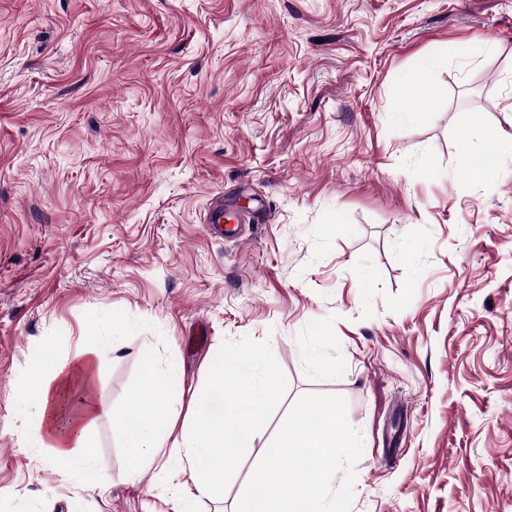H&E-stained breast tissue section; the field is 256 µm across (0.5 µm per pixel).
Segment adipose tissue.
Here are the masks:
<instances>
[{
  "label": "adipose tissue",
  "instance_id": "obj_1",
  "mask_svg": "<svg viewBox=\"0 0 512 512\" xmlns=\"http://www.w3.org/2000/svg\"><path fill=\"white\" fill-rule=\"evenodd\" d=\"M433 67V61H423L404 77V105L396 112V120L417 117L414 101L435 94ZM459 131L465 156L500 155L512 149V135L490 126L472 128L467 117H460ZM108 346V337H97L95 345L80 348L66 365L44 357L19 393L20 399L40 401V419L32 432L35 447L47 462L61 464L66 477L79 479L88 488L99 486L100 474L87 435L111 412L95 396L96 374ZM212 377L215 396L223 405L221 414L205 413L195 430L177 437L173 406L182 398L179 379L175 372L149 368L142 389L129 398L124 414L125 421L134 425L126 433L127 445L134 450L130 473L156 464L176 466L190 473L201 493L223 487L224 473L238 449L254 438L273 390V376L260 355L251 352L214 363Z\"/></svg>",
  "mask_w": 512,
  "mask_h": 512
}]
</instances>
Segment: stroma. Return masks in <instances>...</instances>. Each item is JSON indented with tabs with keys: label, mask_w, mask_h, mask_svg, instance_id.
<instances>
[{
	"label": "stroma",
	"mask_w": 512,
	"mask_h": 512,
	"mask_svg": "<svg viewBox=\"0 0 512 512\" xmlns=\"http://www.w3.org/2000/svg\"><path fill=\"white\" fill-rule=\"evenodd\" d=\"M426 57L440 94L394 121ZM462 112L512 134V0H0V512H235L308 393L362 435L351 512H512V155L470 171ZM228 194L267 204L234 243L202 222ZM97 336L102 491L16 395ZM252 350L274 390L223 492L126 477L147 365L190 429Z\"/></svg>",
	"instance_id": "stroma-1"
}]
</instances>
